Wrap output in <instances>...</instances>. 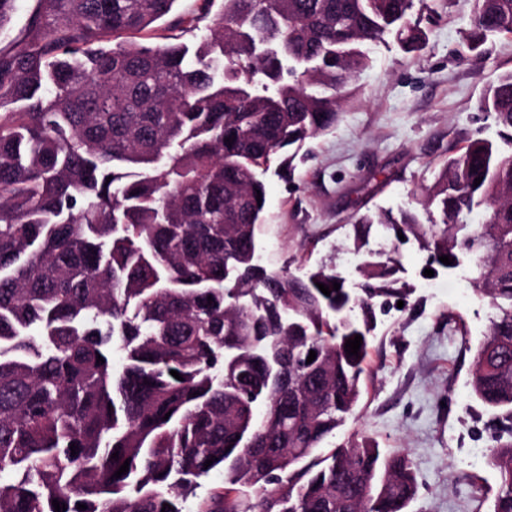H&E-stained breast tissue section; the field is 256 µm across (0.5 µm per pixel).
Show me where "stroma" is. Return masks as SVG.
Masks as SVG:
<instances>
[{"mask_svg": "<svg viewBox=\"0 0 512 512\" xmlns=\"http://www.w3.org/2000/svg\"><path fill=\"white\" fill-rule=\"evenodd\" d=\"M428 4L425 48L405 53L391 35L371 46L342 121L308 141L292 176L268 171L258 253L267 267L296 276L333 267L354 289L370 254L398 253L404 304L377 311L360 408L336 440L406 450L418 482L409 512H474L490 508L499 488L487 463L490 416L468 385L494 310L467 267L425 277L426 252L416 240L396 242L383 225L372 226L363 250L354 248L356 221L369 211H410L430 223L417 202L421 188L468 139L497 135L478 104L512 70V37L489 39L473 55L462 40L472 0Z\"/></svg>", "mask_w": 512, "mask_h": 512, "instance_id": "stroma-1", "label": "stroma"}]
</instances>
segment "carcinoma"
Here are the masks:
<instances>
[{"instance_id":"carcinoma-1","label":"carcinoma","mask_w":512,"mask_h":512,"mask_svg":"<svg viewBox=\"0 0 512 512\" xmlns=\"http://www.w3.org/2000/svg\"><path fill=\"white\" fill-rule=\"evenodd\" d=\"M21 2L0 0V34ZM178 2L35 0L0 45V512H185L215 470L196 512H407L406 452L330 443L360 405L371 300L401 293L396 255L366 262L356 300L333 270L266 268L256 239L275 156L341 122L367 46L422 50L429 6L200 0L166 21ZM472 3L470 51L512 36V0ZM479 109L498 139L422 188L439 223L381 211L359 228L469 265L490 299L469 385L496 426L493 512H512V71Z\"/></svg>"}]
</instances>
